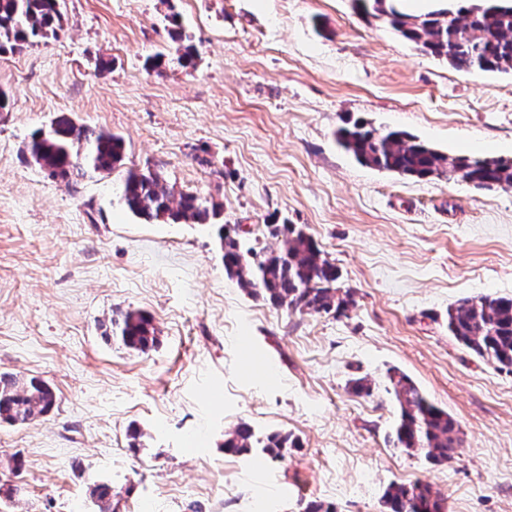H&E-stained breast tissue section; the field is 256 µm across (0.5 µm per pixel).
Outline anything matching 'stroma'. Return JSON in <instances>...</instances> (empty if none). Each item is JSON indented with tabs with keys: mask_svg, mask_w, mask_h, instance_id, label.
I'll return each mask as SVG.
<instances>
[{
	"mask_svg": "<svg viewBox=\"0 0 512 512\" xmlns=\"http://www.w3.org/2000/svg\"><path fill=\"white\" fill-rule=\"evenodd\" d=\"M58 38L0 54V373L38 376L47 415L0 424V512H381L393 482L446 512H512V374L460 346L451 305L512 297V188L360 164L337 128L364 120L448 153L512 159V74L458 71L352 0H61ZM189 36L181 59L173 33ZM162 55L160 69L150 61ZM122 136L125 164L221 204V224L303 227L354 303L291 314L224 273L212 226L148 224L121 172L72 183L25 157L59 115ZM160 330L145 353L106 341L113 310ZM459 425L433 465L394 447L389 370ZM368 376L372 395L348 382ZM291 433L282 459L229 454L224 433ZM138 428L142 445L130 449Z\"/></svg>",
	"mask_w": 512,
	"mask_h": 512,
	"instance_id": "35a3bbf8",
	"label": "stroma"
}]
</instances>
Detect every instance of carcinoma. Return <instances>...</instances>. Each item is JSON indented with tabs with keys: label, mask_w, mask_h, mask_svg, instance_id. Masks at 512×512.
<instances>
[{
	"label": "carcinoma",
	"mask_w": 512,
	"mask_h": 512,
	"mask_svg": "<svg viewBox=\"0 0 512 512\" xmlns=\"http://www.w3.org/2000/svg\"><path fill=\"white\" fill-rule=\"evenodd\" d=\"M355 10L383 20L423 54L445 60L460 71L512 73V3L472 4L439 9L422 18L397 10L389 0H353ZM62 29L59 0H0V53L23 47L33 38L50 39ZM338 143L360 163L403 177H455L477 189L512 188V159L445 154L403 130L380 132L363 122L336 131ZM28 150L49 176L71 182L91 173L123 170L125 207L147 223L208 224L219 215L189 192L174 194L161 173L124 168L125 142L103 129L56 117L50 130L32 134ZM276 249L244 248L238 234L218 225L224 273L248 293L292 313L335 311L352 305V292L337 285L339 270L328 254L292 224H267ZM448 335L499 372L512 374V298L482 296L448 307ZM107 339L145 353L158 342L153 318L140 310L112 312ZM385 392L399 407L389 438L393 445L431 464H448L460 444L459 429L447 411L430 401L403 373L388 374ZM51 387L41 378L0 374V423L23 425L55 406ZM261 447L273 459L296 447L288 434L261 440L243 423L225 434L224 451L243 454ZM99 512H112V486L90 484ZM385 512H444V499L427 484H390L382 496Z\"/></svg>",
	"instance_id": "carcinoma-1"
}]
</instances>
